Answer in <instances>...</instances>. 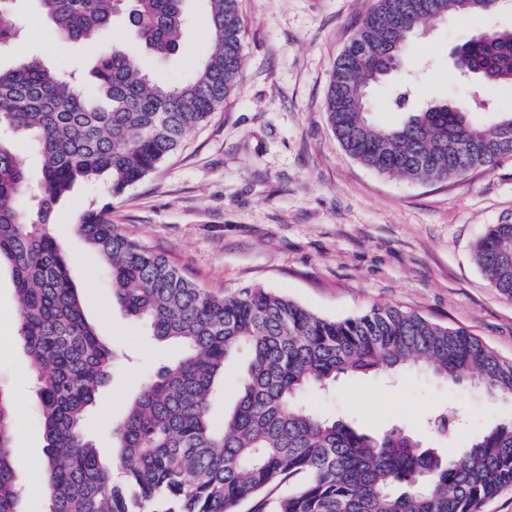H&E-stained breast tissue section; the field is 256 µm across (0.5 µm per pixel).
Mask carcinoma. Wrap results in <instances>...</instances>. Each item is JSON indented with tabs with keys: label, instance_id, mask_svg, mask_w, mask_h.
Wrapping results in <instances>:
<instances>
[{
	"label": "carcinoma",
	"instance_id": "1",
	"mask_svg": "<svg viewBox=\"0 0 512 512\" xmlns=\"http://www.w3.org/2000/svg\"><path fill=\"white\" fill-rule=\"evenodd\" d=\"M35 2L72 43L106 36L117 16L131 32L125 44H102L89 88L36 58L0 69V123L8 128L0 135V266L13 281L38 383L49 512H236L248 500L253 512H480L512 485V418L450 455L404 427L369 433L303 399L342 376L422 368L512 403V362L481 339L392 306L328 319L262 288L214 296L164 253L119 233L108 204L83 211L76 232L104 265L112 301L184 355L145 380L114 428L112 461L100 460L86 425L111 379L114 350L84 315L50 216L77 181L103 178L120 195L174 153L236 85L243 29L238 0H203L211 45L193 73L170 84L144 68L140 49L159 59L178 49L185 0ZM483 11L485 0H376L353 35L363 52H342L329 88L328 119L347 153L379 174L418 182L491 169L512 155V111L491 100L512 87V28L458 46L457 71L476 78L469 99L415 109L388 127L373 122L368 106L370 87L404 67L420 28ZM17 35L0 8V48ZM19 134L31 137L40 159L34 212L25 207L30 175L12 148ZM474 259L512 299V224L491 225ZM239 358L235 403L218 423L213 401ZM456 425L453 406L429 421L443 437ZM14 439V405L0 392V512H23Z\"/></svg>",
	"mask_w": 512,
	"mask_h": 512
}]
</instances>
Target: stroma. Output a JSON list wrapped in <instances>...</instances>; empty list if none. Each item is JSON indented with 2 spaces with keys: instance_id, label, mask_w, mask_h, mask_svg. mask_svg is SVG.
Masks as SVG:
<instances>
[{
  "instance_id": "stroma-1",
  "label": "stroma",
  "mask_w": 512,
  "mask_h": 512,
  "mask_svg": "<svg viewBox=\"0 0 512 512\" xmlns=\"http://www.w3.org/2000/svg\"><path fill=\"white\" fill-rule=\"evenodd\" d=\"M375 0H239L243 68L223 105L177 151L118 197L104 184L77 185L51 216V228L72 259L71 278L87 319L119 356L88 423L102 458L112 456L113 428L143 380L178 356L156 341L146 322L112 302L102 266L75 232L79 208L110 204L118 231L166 254L208 291L229 295L265 288L322 317H356L377 305L462 327L512 360V299L476 265V241L493 224L512 223V157L490 170L414 182L379 174L351 158L329 125L326 99L338 56ZM191 22L177 52L144 55L153 74L175 83L201 62L209 46L203 0H187ZM13 17L19 40L0 50V67L38 56L53 70L88 77L90 45L58 38L28 0ZM512 28V12L462 14L428 25L406 49L405 71L370 95L375 122L389 126L409 106L455 101L472 92L449 62L453 46L483 32ZM15 291L0 270V390L15 414L14 469L28 486L45 456L39 399L17 335ZM321 410L379 433L406 427L431 445L456 452L478 432L512 416V405L473 388L454 387L417 370L396 381L342 377ZM457 406L462 424L441 438L427 427L436 410ZM26 507L47 512L38 491Z\"/></svg>"
}]
</instances>
